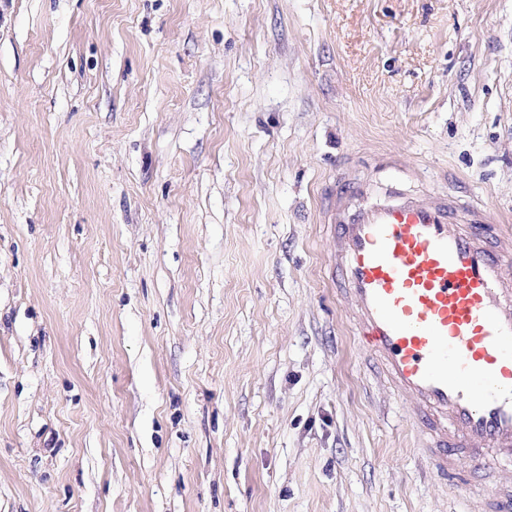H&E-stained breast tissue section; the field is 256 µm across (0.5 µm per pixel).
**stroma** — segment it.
Returning <instances> with one entry per match:
<instances>
[{"instance_id":"obj_1","label":"stroma","mask_w":512,"mask_h":512,"mask_svg":"<svg viewBox=\"0 0 512 512\" xmlns=\"http://www.w3.org/2000/svg\"><path fill=\"white\" fill-rule=\"evenodd\" d=\"M444 169L512 225V0H0V512H483L321 216Z\"/></svg>"}]
</instances>
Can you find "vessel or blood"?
Here are the masks:
<instances>
[{
  "mask_svg": "<svg viewBox=\"0 0 512 512\" xmlns=\"http://www.w3.org/2000/svg\"><path fill=\"white\" fill-rule=\"evenodd\" d=\"M325 217L353 329L415 423L418 456L447 478L462 456L497 470L512 458V243L487 240V206L388 180L337 185ZM484 501L512 512V485Z\"/></svg>",
  "mask_w": 512,
  "mask_h": 512,
  "instance_id": "b4317fda",
  "label": "vessel or blood"
}]
</instances>
